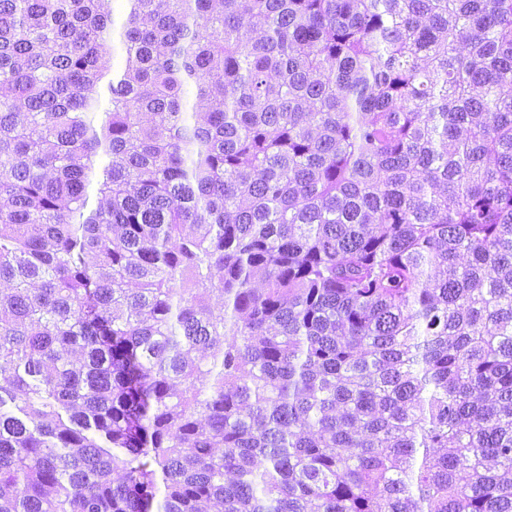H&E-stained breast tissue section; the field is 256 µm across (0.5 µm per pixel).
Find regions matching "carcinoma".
I'll return each instance as SVG.
<instances>
[{"mask_svg":"<svg viewBox=\"0 0 512 512\" xmlns=\"http://www.w3.org/2000/svg\"><path fill=\"white\" fill-rule=\"evenodd\" d=\"M99 2L0 0V512H512V0Z\"/></svg>","mask_w":512,"mask_h":512,"instance_id":"1","label":"carcinoma"}]
</instances>
